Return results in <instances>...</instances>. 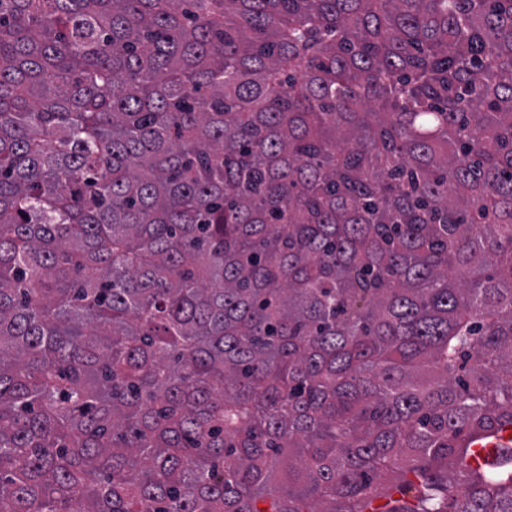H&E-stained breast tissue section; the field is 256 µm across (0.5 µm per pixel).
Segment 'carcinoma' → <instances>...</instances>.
Wrapping results in <instances>:
<instances>
[{"mask_svg": "<svg viewBox=\"0 0 512 512\" xmlns=\"http://www.w3.org/2000/svg\"><path fill=\"white\" fill-rule=\"evenodd\" d=\"M512 0H0V512H512Z\"/></svg>", "mask_w": 512, "mask_h": 512, "instance_id": "obj_1", "label": "carcinoma"}]
</instances>
